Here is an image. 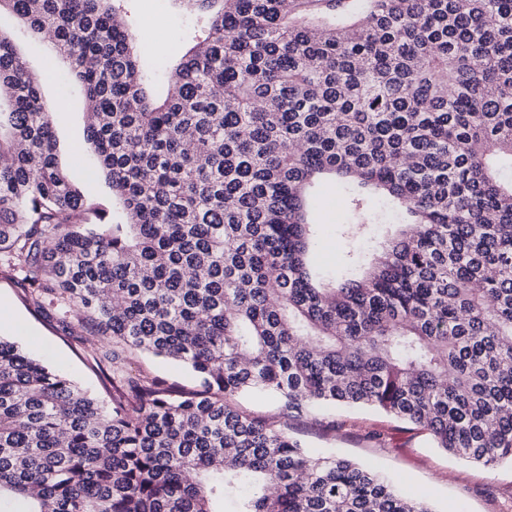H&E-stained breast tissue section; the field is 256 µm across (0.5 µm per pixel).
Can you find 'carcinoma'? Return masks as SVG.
<instances>
[{"label":"carcinoma","instance_id":"1","mask_svg":"<svg viewBox=\"0 0 512 512\" xmlns=\"http://www.w3.org/2000/svg\"><path fill=\"white\" fill-rule=\"evenodd\" d=\"M206 19L151 99L125 0H0L92 105L119 204L86 203L0 32V260L199 388L104 402L0 337V512H432L370 468L241 411L372 408L512 462V0H178ZM347 182L339 277L313 260L320 177Z\"/></svg>","mask_w":512,"mask_h":512}]
</instances>
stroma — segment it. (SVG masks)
<instances>
[{
    "mask_svg": "<svg viewBox=\"0 0 512 512\" xmlns=\"http://www.w3.org/2000/svg\"><path fill=\"white\" fill-rule=\"evenodd\" d=\"M131 24L156 94H166V71L189 45L194 18L175 0H127ZM0 32L10 36L28 70L41 78V94L51 110L60 165L94 207L111 209L112 189L86 142L87 100L70 84L64 61L54 58L48 42L27 32L9 14L0 15ZM316 223L325 230L317 252L329 272L340 268L345 243L338 236L347 220L344 192L323 181L313 200ZM0 336L46 358L83 387L105 395L97 359L107 341L95 329L65 328L51 306L35 308L24 297L18 274L0 263ZM125 372L132 377L159 376L181 389L196 386L184 366L142 352L128 354ZM250 414L279 420L290 435L315 455L335 454L360 462L397 487L427 502L433 512H512V465L494 468L471 463L437 448L424 430L384 413L359 407L327 406L307 418H285L279 403L264 393L237 398Z\"/></svg>",
    "mask_w": 512,
    "mask_h": 512,
    "instance_id": "obj_1",
    "label": "stroma"
}]
</instances>
